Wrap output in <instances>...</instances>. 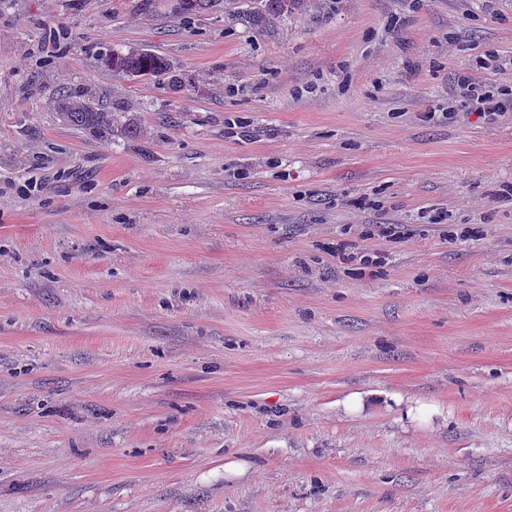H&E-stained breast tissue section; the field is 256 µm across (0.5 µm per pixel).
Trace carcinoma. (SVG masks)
Returning <instances> with one entry per match:
<instances>
[{
    "label": "carcinoma",
    "instance_id": "carcinoma-1",
    "mask_svg": "<svg viewBox=\"0 0 512 512\" xmlns=\"http://www.w3.org/2000/svg\"><path fill=\"white\" fill-rule=\"evenodd\" d=\"M260 15L279 16L292 11L300 0H257ZM103 61L112 70L125 77L139 81L141 79L161 80L171 73V63L158 54L132 49L127 52L114 51ZM58 109L64 121L74 127L88 131L100 137L121 135L135 137L140 128L127 118L128 106L123 101H115L112 107L104 108L93 94L78 88L62 95L58 100Z\"/></svg>",
    "mask_w": 512,
    "mask_h": 512
}]
</instances>
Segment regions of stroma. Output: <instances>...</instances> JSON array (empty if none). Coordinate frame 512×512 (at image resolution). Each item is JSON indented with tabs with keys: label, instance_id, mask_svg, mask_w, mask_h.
Instances as JSON below:
<instances>
[{
	"label": "stroma",
	"instance_id": "1",
	"mask_svg": "<svg viewBox=\"0 0 512 512\" xmlns=\"http://www.w3.org/2000/svg\"><path fill=\"white\" fill-rule=\"evenodd\" d=\"M175 6L0 0V512H512V0ZM102 60L107 66L112 67L113 71L136 81L152 78L161 81L171 73L172 69L167 58L138 49L128 50L125 53L113 50L112 54L105 55ZM458 86L460 96L475 101L483 112H503L508 110L505 103L494 99L493 95L488 94L489 92H483L474 83L464 81L460 82ZM58 109L67 124L100 137H112L116 134L136 137L141 133L140 128L125 115L129 110L124 101L115 100L111 108H104L84 88L62 95L58 100Z\"/></svg>",
	"mask_w": 512,
	"mask_h": 512
}]
</instances>
